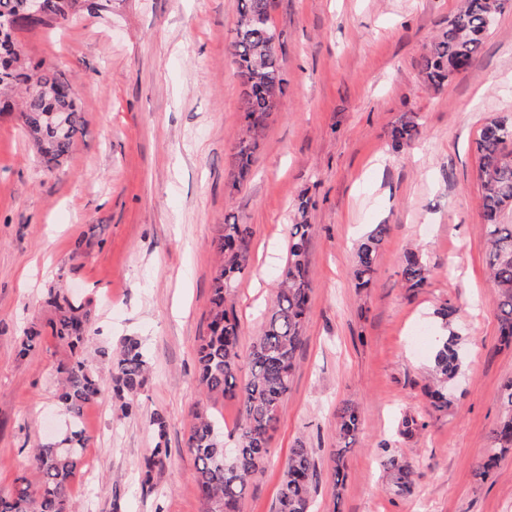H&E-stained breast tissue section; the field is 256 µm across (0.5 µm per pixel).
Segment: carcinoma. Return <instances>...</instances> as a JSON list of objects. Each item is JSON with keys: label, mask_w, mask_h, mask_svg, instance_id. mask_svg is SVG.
Wrapping results in <instances>:
<instances>
[{"label": "carcinoma", "mask_w": 512, "mask_h": 512, "mask_svg": "<svg viewBox=\"0 0 512 512\" xmlns=\"http://www.w3.org/2000/svg\"><path fill=\"white\" fill-rule=\"evenodd\" d=\"M55 17L32 23L23 14V0H0V13L16 16L19 29L50 27L67 20L80 8L79 0H53ZM505 0H463L448 28L435 39L420 60V73L433 87L443 85L480 51ZM271 0H239L238 21L232 42L245 90L241 99L242 123L232 157V189L249 177L267 120L277 111L286 80L279 58L278 36L270 22ZM18 113L27 136L36 149L43 170L51 175L73 151L85 115L62 72L41 69L25 61L23 52L9 34L0 36V115ZM418 123L400 122L391 132V150L400 152L416 139ZM512 118L493 116L477 139L482 209L486 222L487 267L497 301L501 336L512 338V224L499 221L501 212L512 206ZM310 225L306 220L292 225L288 261L279 275L273 305L255 337L247 357L248 373L241 369L238 350L240 324L227 307V300L249 262L250 227L234 217L224 218L215 241L220 262L213 275L209 335L198 349L199 384L206 395L236 399L242 418L235 428V450L224 452L223 426L205 409L194 413L188 445L197 461V490L208 512H238L248 482L269 454L270 431L275 428L288 392L296 354L304 341L310 311L311 277L307 244ZM389 225L378 224L357 249L354 269L356 287H368L375 273L379 246ZM405 286L415 290L427 284L429 270L419 253L410 250L402 270ZM55 316L54 336L75 349L89 332L90 311L67 292L49 293ZM112 368L100 376L88 361L75 357L62 368L58 401L68 416L65 437L35 449L33 460L41 482L32 487L23 478L7 493H0V512H72L69 483L81 462L90 436L82 425L84 407L105 396L130 413L148 373L142 342L127 337L109 354ZM461 367L454 336L442 341L434 356L433 380L428 387L430 407L435 412L448 408V380ZM501 401L505 415L492 431V454L483 465L487 470L512 448V382L504 386ZM338 443L349 447L359 426L357 409L343 406L336 414ZM157 442L141 465L142 483H150L154 468L163 463L162 441L166 422L159 413L149 420ZM397 492H411L414 471L393 457L381 461ZM318 477L313 450L299 443L290 450L284 477L279 485L275 512H309L310 497Z\"/></svg>", "instance_id": "carcinoma-1"}]
</instances>
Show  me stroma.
I'll list each match as a JSON object with an SVG mask.
<instances>
[{
	"instance_id": "1",
	"label": "stroma",
	"mask_w": 512,
	"mask_h": 512,
	"mask_svg": "<svg viewBox=\"0 0 512 512\" xmlns=\"http://www.w3.org/2000/svg\"><path fill=\"white\" fill-rule=\"evenodd\" d=\"M462 0H273L286 79L251 175L232 189L244 85L233 63L238 0H82L79 21L22 30L32 63L64 73L85 112L75 147L44 175L17 116L0 118V490L39 481L32 450L55 440L64 415L49 289L89 303L82 354L100 373L113 349L140 337L150 359L130 415L103 399L85 407L92 440L70 482L78 512H204L188 427L207 406L233 431L237 401L206 398L196 350L207 334L214 241L225 216L249 225V268L235 309L248 355L308 204L311 313L270 453L240 512H272L296 443L319 476L310 512H512V450L483 471L512 381V343L499 332L485 259L476 141L487 119L512 116V7L480 54L442 87L418 62ZM414 116L421 134L395 153L390 132ZM389 225L371 288L355 287L360 240ZM85 255L72 260L76 244ZM430 273L412 291L402 260ZM454 308L462 368L448 410L429 412L428 372ZM39 342L27 356L29 329ZM355 405V442L339 451L336 412ZM168 422V453L151 486L140 465ZM418 421L413 433L403 422ZM343 454L334 488L331 456ZM411 465L396 494L383 454ZM402 275L406 288L415 290L424 288L427 284L429 270L417 251L410 250L406 253Z\"/></svg>"
}]
</instances>
